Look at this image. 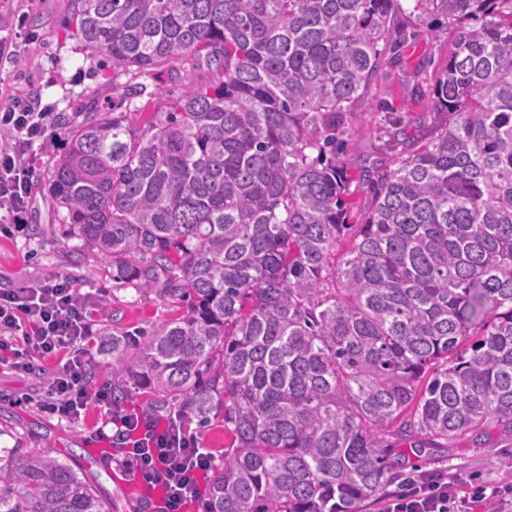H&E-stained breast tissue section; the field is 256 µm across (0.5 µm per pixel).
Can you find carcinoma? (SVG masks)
<instances>
[{
  "label": "carcinoma",
  "mask_w": 512,
  "mask_h": 512,
  "mask_svg": "<svg viewBox=\"0 0 512 512\" xmlns=\"http://www.w3.org/2000/svg\"><path fill=\"white\" fill-rule=\"evenodd\" d=\"M446 17L445 122L348 223L339 146L400 0H73L91 53L216 75L134 124L88 109L49 176L70 234L184 314L112 337V401L207 426L204 512H358L403 449L512 432V0ZM0 512H112L48 448H0Z\"/></svg>",
  "instance_id": "carcinoma-1"
}]
</instances>
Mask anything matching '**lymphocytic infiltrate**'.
I'll use <instances>...</instances> for the list:
<instances>
[{"instance_id": "lymphocytic-infiltrate-1", "label": "lymphocytic infiltrate", "mask_w": 512, "mask_h": 512, "mask_svg": "<svg viewBox=\"0 0 512 512\" xmlns=\"http://www.w3.org/2000/svg\"><path fill=\"white\" fill-rule=\"evenodd\" d=\"M51 123L49 112L21 95L13 96L0 113V128L9 134L8 145L0 148L1 234H11L26 221L32 191L30 158ZM92 335L85 301L68 281L52 278L34 288L0 290V369L29 374L36 358L63 356L40 393V411L71 422L81 417L89 402L107 408L113 427L109 439L124 467L164 490L167 512H181L199 498L201 480L212 466L211 452L180 420L118 410L108 389L90 392L86 345ZM487 500L496 512H512V488L481 486L462 496L451 483L433 478L405 485L389 496L384 512H476Z\"/></svg>"}]
</instances>
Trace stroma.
I'll return each instance as SVG.
<instances>
[{
  "instance_id": "1",
  "label": "stroma",
  "mask_w": 512,
  "mask_h": 512,
  "mask_svg": "<svg viewBox=\"0 0 512 512\" xmlns=\"http://www.w3.org/2000/svg\"><path fill=\"white\" fill-rule=\"evenodd\" d=\"M72 0H0V36L14 32L31 36L19 60L0 59V92L40 96L57 117L50 135L52 152L35 148L31 160L34 188L28 222L22 232L0 235V288L35 286L48 278L71 280L87 294L93 312L94 336L88 344L93 358L92 388L112 383V353L105 337L148 330L179 317L183 302L140 289L118 278L111 262L81 247L68 232L65 212L52 200L48 176L67 146V125L83 121L84 108L129 112L143 122L152 112L174 101L190 85L208 82L207 67H179V80L153 75L90 56L67 25ZM395 49L387 51L367 94L356 104L355 116L343 138V160L352 177L351 223H363L373 206L372 182L390 165L404 143L423 136L442 115L432 110L435 83L454 47V32L443 17L418 12L399 13L391 20ZM144 84L134 102L124 101L126 89ZM57 362L39 361L36 374L0 371V448H51L72 464L79 475L95 481L104 496L112 494L107 470L82 460L79 441L106 420V411L90 404L81 420L60 421L43 414L35 397ZM406 472L417 476L447 474L459 494L479 485H512V434L492 430L485 444L466 438L445 448L408 451Z\"/></svg>"
}]
</instances>
